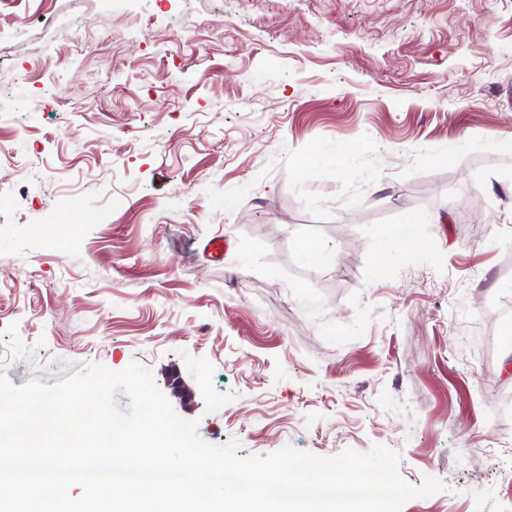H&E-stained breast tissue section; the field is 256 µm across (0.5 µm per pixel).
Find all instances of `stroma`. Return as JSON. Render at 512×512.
<instances>
[{
    "label": "stroma",
    "instance_id": "obj_1",
    "mask_svg": "<svg viewBox=\"0 0 512 512\" xmlns=\"http://www.w3.org/2000/svg\"><path fill=\"white\" fill-rule=\"evenodd\" d=\"M0 30V146L39 151L0 165V372L135 361L239 457L382 444L445 486L402 512H512V0H0ZM410 226L409 224H394L384 230L380 239V251L385 260H394L405 247L412 243Z\"/></svg>",
    "mask_w": 512,
    "mask_h": 512
}]
</instances>
